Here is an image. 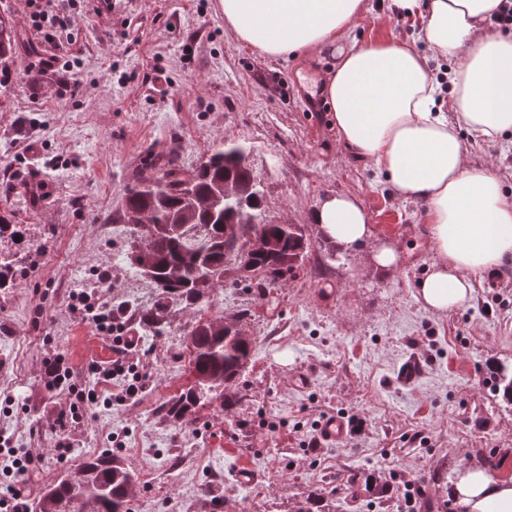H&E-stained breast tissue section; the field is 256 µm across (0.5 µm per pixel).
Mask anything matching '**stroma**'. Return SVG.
<instances>
[{"label":"stroma","instance_id":"35a3bbf8","mask_svg":"<svg viewBox=\"0 0 512 512\" xmlns=\"http://www.w3.org/2000/svg\"><path fill=\"white\" fill-rule=\"evenodd\" d=\"M387 5L371 0L351 40L415 39ZM80 6L54 47L30 28L27 0H0L20 37L13 79L0 85V200L34 242L18 254L22 274L0 290V433L42 454L35 489L106 449L154 473L133 512H196L203 483L214 488L212 512H296L312 486L346 500L333 477L350 469L382 471L388 488L361 485L347 512H400L408 484L424 491L421 512H453L458 503L441 479L477 466L480 448L508 450L492 477L512 483V406L490 382L493 363L512 365V266L476 277L458 308L440 315L421 306L415 285L435 257L426 206L396 196L381 171L338 143L322 97L331 51L265 57L225 28L218 0H112L103 15L98 0ZM54 55L79 64L42 70ZM461 137L472 162L493 165L512 193V138ZM230 140L246 150L266 219L304 225L307 258L273 288H221L201 309L144 331L139 309L156 291L125 259L127 225L105 219L147 153L177 144L192 167ZM336 193L357 197L374 241L396 246L393 269L380 270L365 249L331 252L311 214ZM83 288L125 306L143 387L112 414L68 419L74 448L61 459L56 421L66 397L47 388L43 362L61 356L81 377L112 343L71 314L70 294ZM245 305L253 356L239 379L242 401L162 422L158 406L192 380L186 337L197 314L229 316ZM326 416L346 420V440L310 447ZM244 467L257 473L254 485L237 480Z\"/></svg>","mask_w":512,"mask_h":512}]
</instances>
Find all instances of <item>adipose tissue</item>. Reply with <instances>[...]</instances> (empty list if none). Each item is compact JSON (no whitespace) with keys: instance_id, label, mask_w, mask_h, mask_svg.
I'll use <instances>...</instances> for the list:
<instances>
[{"instance_id":"adipose-tissue-1","label":"adipose tissue","mask_w":512,"mask_h":512,"mask_svg":"<svg viewBox=\"0 0 512 512\" xmlns=\"http://www.w3.org/2000/svg\"><path fill=\"white\" fill-rule=\"evenodd\" d=\"M219 3L225 27L265 56L335 53L323 92L341 143L379 168L398 197L426 205L435 260L415 294L425 309L447 312L466 301L475 277L512 264V195L491 167L472 163L459 137L463 128L490 143L512 134V34L485 28L500 0H390L395 15L418 25L424 55L391 34L350 41L368 0ZM432 56L454 61L449 88L431 73ZM312 220L339 250L367 246L377 267L396 265L393 248L371 245L356 197H326ZM450 493L466 512H512V485L476 467Z\"/></svg>"}]
</instances>
